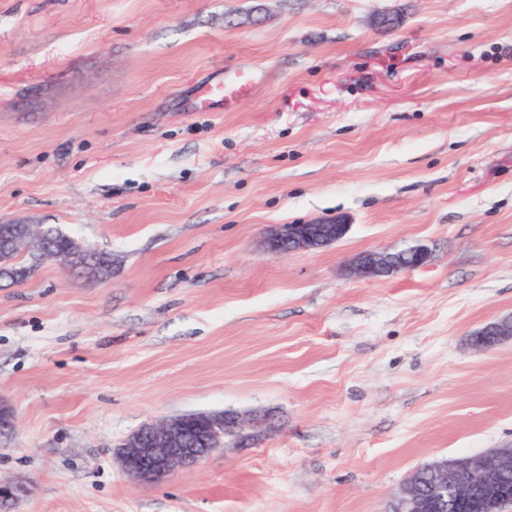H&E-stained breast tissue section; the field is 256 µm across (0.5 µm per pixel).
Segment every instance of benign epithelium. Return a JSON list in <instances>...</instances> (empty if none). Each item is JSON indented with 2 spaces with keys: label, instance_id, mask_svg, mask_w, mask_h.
I'll return each instance as SVG.
<instances>
[{
  "label": "benign epithelium",
  "instance_id": "7a95c632",
  "mask_svg": "<svg viewBox=\"0 0 512 512\" xmlns=\"http://www.w3.org/2000/svg\"><path fill=\"white\" fill-rule=\"evenodd\" d=\"M349 225L336 223L278 224L267 233V248L274 256L309 251L333 244L345 237ZM43 228L36 224H16L0 253L33 252L41 260H54L69 273L87 279L100 277L95 257L72 244L64 250L43 251ZM429 252L415 247L396 253L369 251L349 267L355 279L387 276L424 265ZM496 341L512 337V320L491 323L481 330ZM202 426L209 447H188V429ZM245 421L230 414H184L150 421L128 436L117 450L123 471L137 480H159L176 470L199 465L212 452L224 448L226 439L245 438ZM512 477V447L489 448L474 457H459L425 463L418 467L390 498L385 512H466L472 504V491H480L488 512H512V493L507 491Z\"/></svg>",
  "mask_w": 512,
  "mask_h": 512
}]
</instances>
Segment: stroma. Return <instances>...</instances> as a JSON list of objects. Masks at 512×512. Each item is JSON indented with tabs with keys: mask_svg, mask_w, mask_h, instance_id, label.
<instances>
[{
	"mask_svg": "<svg viewBox=\"0 0 512 512\" xmlns=\"http://www.w3.org/2000/svg\"><path fill=\"white\" fill-rule=\"evenodd\" d=\"M0 224L112 256L0 281L10 512H384L512 445V338L472 344L512 318V0H0ZM197 412L248 439L126 476L124 438ZM349 224H277L267 233V248L274 256L309 251L333 244L345 237ZM429 252L423 247H415L396 253L369 251L359 256L349 267V274L355 279H371L387 276L402 270L424 265Z\"/></svg>",
	"mask_w": 512,
	"mask_h": 512,
	"instance_id": "obj_1",
	"label": "stroma"
}]
</instances>
